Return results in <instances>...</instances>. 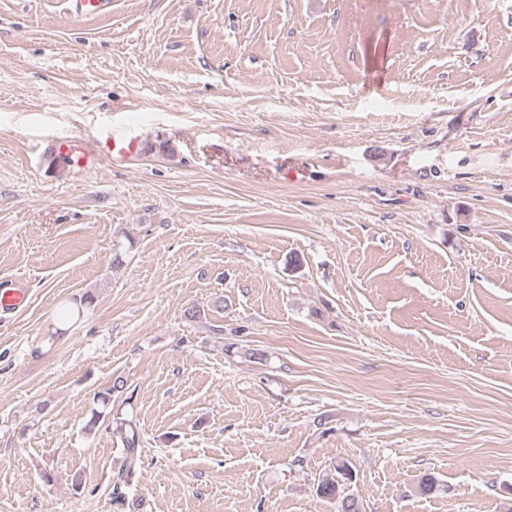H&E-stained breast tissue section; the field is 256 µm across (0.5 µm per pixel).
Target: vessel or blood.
I'll return each instance as SVG.
<instances>
[{"mask_svg":"<svg viewBox=\"0 0 512 512\" xmlns=\"http://www.w3.org/2000/svg\"><path fill=\"white\" fill-rule=\"evenodd\" d=\"M56 153L63 158L67 167L85 170L102 163L104 159L128 160L140 153V140L132 127L115 125L101 131L95 148H88L77 141L64 138L55 145ZM29 294L23 285L0 290V309L24 310Z\"/></svg>","mask_w":512,"mask_h":512,"instance_id":"obj_1","label":"vessel or blood"}]
</instances>
